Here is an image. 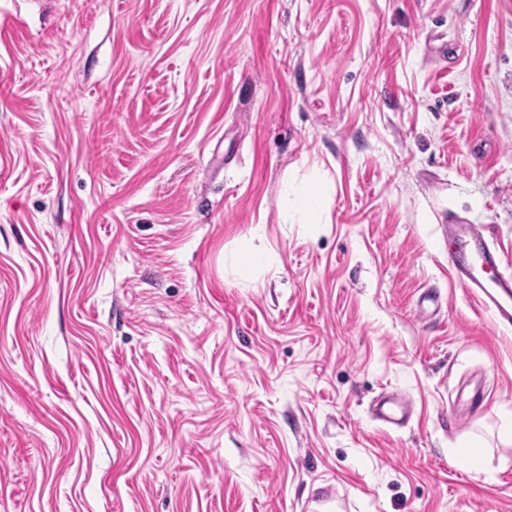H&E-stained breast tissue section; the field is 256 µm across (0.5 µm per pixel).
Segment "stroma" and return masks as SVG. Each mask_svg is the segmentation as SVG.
I'll list each match as a JSON object with an SVG mask.
<instances>
[{"mask_svg":"<svg viewBox=\"0 0 512 512\" xmlns=\"http://www.w3.org/2000/svg\"><path fill=\"white\" fill-rule=\"evenodd\" d=\"M457 219L512 265V0H0V512H512ZM407 414L406 403L402 398L388 399L377 405L376 416L387 424L400 426Z\"/></svg>","mask_w":512,"mask_h":512,"instance_id":"stroma-1","label":"stroma"}]
</instances>
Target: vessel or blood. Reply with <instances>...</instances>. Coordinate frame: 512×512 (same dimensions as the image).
Returning <instances> with one entry per match:
<instances>
[{"label": "vessel or blood", "mask_w": 512, "mask_h": 512, "mask_svg": "<svg viewBox=\"0 0 512 512\" xmlns=\"http://www.w3.org/2000/svg\"><path fill=\"white\" fill-rule=\"evenodd\" d=\"M491 231L484 225L458 222L448 239V258L458 284L502 324L512 325V277L503 273V257L489 242ZM407 408L403 399L378 404L376 416L387 424L401 425Z\"/></svg>", "instance_id": "b4317fda"}]
</instances>
